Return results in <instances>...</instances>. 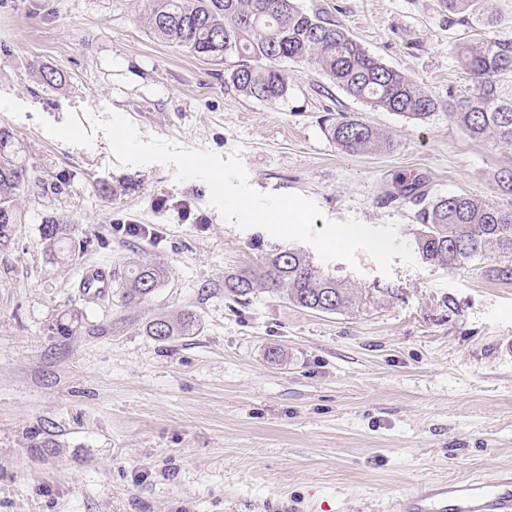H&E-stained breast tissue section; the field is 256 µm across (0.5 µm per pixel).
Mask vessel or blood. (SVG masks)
Listing matches in <instances>:
<instances>
[{"label":"vessel or blood","mask_w":512,"mask_h":512,"mask_svg":"<svg viewBox=\"0 0 512 512\" xmlns=\"http://www.w3.org/2000/svg\"><path fill=\"white\" fill-rule=\"evenodd\" d=\"M80 285L94 295L112 291V280L97 266L84 267ZM396 512H512V471L461 481L432 482L395 501Z\"/></svg>","instance_id":"1"}]
</instances>
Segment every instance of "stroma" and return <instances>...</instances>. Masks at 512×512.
Returning <instances> with one entry per match:
<instances>
[{
    "label": "stroma",
    "instance_id": "stroma-1",
    "mask_svg": "<svg viewBox=\"0 0 512 512\" xmlns=\"http://www.w3.org/2000/svg\"><path fill=\"white\" fill-rule=\"evenodd\" d=\"M297 3L410 76L435 114L370 109L302 63L287 66L286 98L244 97L231 61L150 34L146 0H0V127L51 185L20 196L21 221L0 238V512H393L427 482L512 468V283L470 263L398 262L388 276L364 252L353 268L325 263L307 243L226 223L203 181L119 164L101 134L84 148L42 128L110 110L145 139L240 150L254 189L316 203L318 230L394 221L413 241L414 207L389 199L405 179L496 198L512 149L470 139L448 114L449 93L469 85L454 47L470 32L448 27L442 0ZM45 66L65 83H43ZM342 112L394 150L343 153L326 130ZM52 218L75 229L71 257L44 251ZM288 249L354 287L356 305L322 314L260 285L246 302L225 290ZM144 261L165 268L162 284L125 303ZM89 264L111 274L109 295L81 292ZM185 310L193 334L147 335Z\"/></svg>",
    "mask_w": 512,
    "mask_h": 512
}]
</instances>
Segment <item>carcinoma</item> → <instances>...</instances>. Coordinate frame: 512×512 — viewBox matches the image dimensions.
Segmentation results:
<instances>
[{
  "instance_id": "obj_1",
  "label": "carcinoma",
  "mask_w": 512,
  "mask_h": 512,
  "mask_svg": "<svg viewBox=\"0 0 512 512\" xmlns=\"http://www.w3.org/2000/svg\"><path fill=\"white\" fill-rule=\"evenodd\" d=\"M448 27H468L475 37L456 45L458 64L471 87L448 95L449 116L469 138L512 146V37L488 31L494 25L490 0H444ZM155 37L185 48L204 59L235 58L230 73L233 88L261 102L288 95L283 64L305 63L322 70L349 96L372 108L425 120L438 109L435 98L404 73L370 55L349 31L324 12L309 13L296 0H149L145 16ZM330 137L350 155L383 154L393 142L355 116L344 115L330 125ZM504 200L482 199L470 193L430 197L419 191L420 180L400 182L391 199L417 207L415 245L429 263L455 269L468 261L492 259L480 270L488 277L512 282V166L497 173ZM45 182L33 176L19 141L0 128V233L20 222L18 197ZM45 251L54 258L72 252L71 229L55 221L42 227ZM270 290L286 291L287 299L320 313H343L356 304L354 289L322 274L297 251L276 253L261 274L243 272L224 282L237 298H247L256 277ZM163 272L155 264H137L125 279L127 303L140 304L159 288ZM196 314L175 318L160 315L146 325L159 341L185 336L196 328Z\"/></svg>"
}]
</instances>
